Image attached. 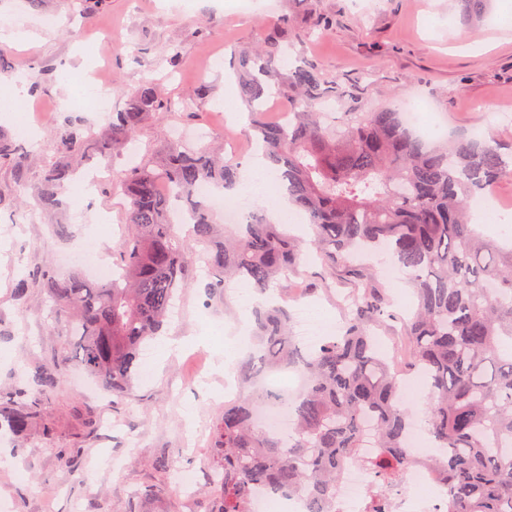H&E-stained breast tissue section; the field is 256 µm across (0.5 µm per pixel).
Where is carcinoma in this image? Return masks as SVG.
Returning <instances> with one entry per match:
<instances>
[{
    "label": "carcinoma",
    "instance_id": "cac0c4a2",
    "mask_svg": "<svg viewBox=\"0 0 512 512\" xmlns=\"http://www.w3.org/2000/svg\"><path fill=\"white\" fill-rule=\"evenodd\" d=\"M465 25L482 21L491 0H457ZM285 16L265 34L256 53L238 59L241 93L252 122L248 136L280 167L282 191L315 228L313 249L333 277L348 281L349 313L339 334L304 351L290 336V313L280 305L252 310L256 353L237 366L240 383L291 366L308 379L293 406L292 431L283 435L254 424L265 395L252 391L224 404L212 432L215 488L203 512H248L253 487L304 492L308 512H332L345 465L358 449L374 448L368 468L381 483L413 461L411 417L402 407L403 370L381 357L371 329L394 318L370 270L353 265L357 253L388 256L414 287L416 308L402 322L399 342L409 370L426 385L423 425L436 453L426 467L448 489L451 512H512V248L471 224L472 207L504 179L512 160L490 142L461 137L429 143L409 130L395 107H353L338 82L302 62L281 75L288 52ZM295 102L288 126L262 112L268 81ZM170 111L151 82L128 98L108 135L96 138L77 123L64 139L67 153L93 143L107 161L133 142L141 124ZM0 163L27 187V156L0 133ZM65 156L39 171L38 205H58L69 176ZM239 161L205 148L170 142L157 156L121 175L127 233L115 250L120 277L92 283L74 272L61 280L39 274L57 306V324L75 336L76 363L117 396L139 378V352L160 335L168 310L192 269L187 242L204 247L215 276L208 290L236 278L263 293L302 274L300 250L278 225L255 212L222 239L197 188L232 190ZM55 377L37 371L29 388L0 396V430L21 437L36 417L37 399Z\"/></svg>",
    "mask_w": 512,
    "mask_h": 512
}]
</instances>
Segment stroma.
Instances as JSON below:
<instances>
[{
	"label": "stroma",
	"mask_w": 512,
	"mask_h": 512,
	"mask_svg": "<svg viewBox=\"0 0 512 512\" xmlns=\"http://www.w3.org/2000/svg\"><path fill=\"white\" fill-rule=\"evenodd\" d=\"M286 15L294 32L309 34L293 54L335 78L360 106L423 102L439 118L433 141L465 134L512 152V0H493L476 27L462 25L455 0H318L312 15L301 0H257L244 10L230 0H0V20L41 34L26 50L0 44V83L21 70L39 83L24 108L36 122L25 146L41 165L62 152L69 124L108 131L113 113L146 81L158 83L176 109L140 126L135 158L161 152L177 126L236 140V157L246 162L253 145L233 61ZM317 15L332 19L329 33L312 30ZM95 70L111 84V111L66 107L64 83ZM203 85L209 93L202 98ZM228 97L236 99L235 111L225 110ZM127 165L115 161L112 185L99 187L79 212L68 202L42 210L37 172L22 190L14 168L0 166V391L25 386L36 369L56 375L41 401L40 427L23 439L0 433V512H194L195 503L174 489L171 469L193 471L197 487L208 484L210 442L185 448L181 436L189 420L212 433L225 402L223 373L213 370L201 389L187 382L225 347L234 348L236 363L250 355L251 313L238 285L211 296L206 278L190 276L183 313L165 331L179 350L161 361L149 348L150 376L121 400L102 386L76 383L72 341L58 331L55 306L37 277L49 268L72 272L63 256L84 243L112 257L117 241L106 227L126 223L120 172ZM326 274L318 259H308L303 275L280 292L281 304L293 314L308 306L343 324L336 300L344 289L324 291ZM24 276L29 293L20 302L14 288Z\"/></svg>",
	"instance_id": "obj_1"
}]
</instances>
